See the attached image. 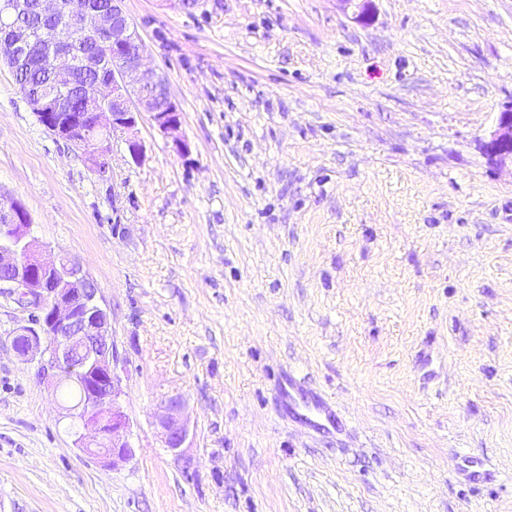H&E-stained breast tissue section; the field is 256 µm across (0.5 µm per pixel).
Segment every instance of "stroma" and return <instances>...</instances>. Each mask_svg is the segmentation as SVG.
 <instances>
[{"mask_svg": "<svg viewBox=\"0 0 512 512\" xmlns=\"http://www.w3.org/2000/svg\"><path fill=\"white\" fill-rule=\"evenodd\" d=\"M122 6L189 155L145 115L141 161L118 135L94 173L0 63V194L96 282L134 455L74 445L0 294V512H512V168L481 148L512 101V0ZM288 372L340 432L294 419ZM184 402L179 394L161 399L156 415L160 436L166 448L177 452L188 438L187 421L183 418Z\"/></svg>", "mask_w": 512, "mask_h": 512, "instance_id": "obj_1", "label": "stroma"}]
</instances>
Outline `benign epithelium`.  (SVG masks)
Listing matches in <instances>:
<instances>
[{
    "instance_id": "1",
    "label": "benign epithelium",
    "mask_w": 512,
    "mask_h": 512,
    "mask_svg": "<svg viewBox=\"0 0 512 512\" xmlns=\"http://www.w3.org/2000/svg\"><path fill=\"white\" fill-rule=\"evenodd\" d=\"M121 2L37 0L36 9L47 22L31 29L20 21L28 11L27 0H0V28L6 33L0 52L19 60L26 47L36 45L50 58L51 86L30 97L31 108L50 133L79 146L99 173L108 167L112 137L129 134L143 112L172 136L180 154L189 153L178 136L179 106L166 79L147 65L145 45ZM71 29L91 34L105 55L75 56L67 47ZM82 68L100 70L104 76L83 87L90 112L75 118L66 111V102ZM482 148L490 164H512V103L498 112ZM31 227L32 218L21 202L0 201V293L20 298L30 311L28 325L13 337L12 346L20 358L37 361L48 386L73 381L85 388L77 441L113 468L133 456V444L120 403L124 390L116 372L110 316L99 291L87 288L89 277L79 262L63 253L45 257L46 246L32 236ZM183 408L180 395H167L156 415L162 442L173 452L188 438Z\"/></svg>"
}]
</instances>
